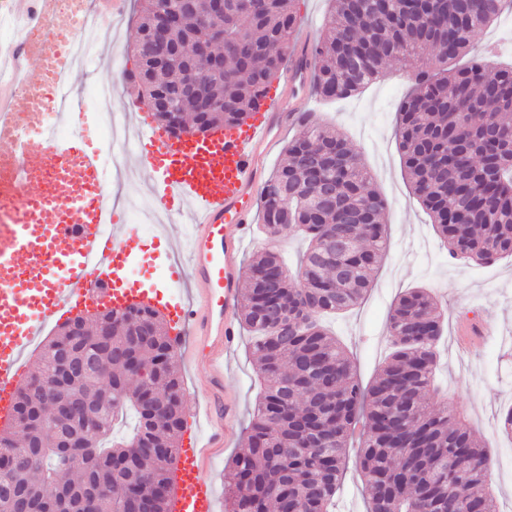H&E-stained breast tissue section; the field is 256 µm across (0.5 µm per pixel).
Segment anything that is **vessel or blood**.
<instances>
[{
  "label": "vessel or blood",
  "mask_w": 512,
  "mask_h": 512,
  "mask_svg": "<svg viewBox=\"0 0 512 512\" xmlns=\"http://www.w3.org/2000/svg\"><path fill=\"white\" fill-rule=\"evenodd\" d=\"M17 16L54 24L60 41H35L16 49L17 83L0 88V424L15 418V392L27 372L23 353L46 325L74 310L137 303L140 289L127 273L136 225L113 209L106 185L107 159L91 141L50 143L44 134L43 96L64 90L74 73L64 34L75 19L58 0H15ZM309 42H301L283 81L242 126L207 138H175L152 122H137L132 152L154 183V208L190 216L187 267L169 268L165 294L150 292L171 314V340L192 338L193 360L206 364L200 406L211 423L176 453L177 487L169 512H219L209 464L229 435L217 418L235 417L236 399L224 387V357L237 339L242 255L253 233L250 215L263 188L271 147L296 122L308 99ZM29 136H21V128ZM194 288L184 303L174 288Z\"/></svg>",
  "instance_id": "obj_1"
}]
</instances>
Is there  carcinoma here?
Instances as JSON below:
<instances>
[{
	"label": "carcinoma",
	"mask_w": 512,
	"mask_h": 512,
	"mask_svg": "<svg viewBox=\"0 0 512 512\" xmlns=\"http://www.w3.org/2000/svg\"><path fill=\"white\" fill-rule=\"evenodd\" d=\"M297 0H208L170 33L185 56L208 34L195 16L224 35L214 50L224 69L199 78L214 103L199 112L190 97L153 117L170 128L188 116L201 128L247 122L263 105L294 50ZM325 32L313 48L311 90L331 102L358 94L383 76L387 63L414 66L396 129L415 197L452 260L489 263L512 255V69L487 55L453 71L474 39L512 0H333ZM155 3L142 0L136 33L147 32ZM137 72L149 98L163 99L183 81L182 63L148 55ZM304 132L264 185L259 221L267 237L283 232L308 241L292 274L265 249L245 269L241 319L264 390L242 448L224 474L227 512H329L356 426L360 466L371 512H498L489 491L488 445L454 410H429L443 330L437 303L424 288L395 302L393 351L367 386L324 323L359 304L373 286L387 237L385 201L361 156L342 134L304 113ZM112 340L55 336L16 392L15 430L0 437V512H167L175 491V453L184 430L182 378L160 313L146 307L111 311ZM150 326L153 335L142 336ZM72 348L77 375L63 394L88 411L61 446L54 415L41 409L36 383L61 371L57 349ZM137 423L126 441H112L119 413Z\"/></svg>",
	"instance_id": "1"
}]
</instances>
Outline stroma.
I'll return each mask as SVG.
<instances>
[{"label":"stroma","mask_w":512,"mask_h":512,"mask_svg":"<svg viewBox=\"0 0 512 512\" xmlns=\"http://www.w3.org/2000/svg\"><path fill=\"white\" fill-rule=\"evenodd\" d=\"M139 18L138 0H128L123 20L97 34L94 58L74 77V89L79 93L91 86L96 75L102 82L112 84L111 110L123 117L131 130L136 127V119L125 107L127 86L121 73L107 66L106 58L113 49H120L127 70H134L132 40ZM476 43L481 51L491 52L495 64L512 67V13H503L485 27L477 35ZM411 85L406 70L395 62L387 66L379 81L355 97L334 103L314 97L307 101L308 111L351 141L386 201L382 222L386 226L388 250L375 286L358 306L330 320L329 325L352 357L361 381L370 383L392 351L388 324L393 304L408 289L431 290L443 323V337L437 369L440 391L429 395L427 402L436 408L453 406L488 442L491 487L498 512H512V437L500 430L502 414L512 408V257H502L491 266L449 260L447 249L405 179L395 135L397 108ZM120 165L121 177L112 180L115 206H122L128 189L132 188L141 210L152 211V183L134 171L132 160L121 158ZM187 233V224L178 220L166 222L161 231L143 227L134 278L149 286L164 287L165 244L178 242ZM468 314L483 319L490 333L478 346L463 352L457 347V328ZM250 343V333L240 330L238 345L224 358L226 383L237 399L238 414L232 425L236 441L211 459L210 472L219 485L241 446L240 439L261 391ZM331 512H369L358 446L346 450L341 490Z\"/></svg>","instance_id":"obj_1"}]
</instances>
